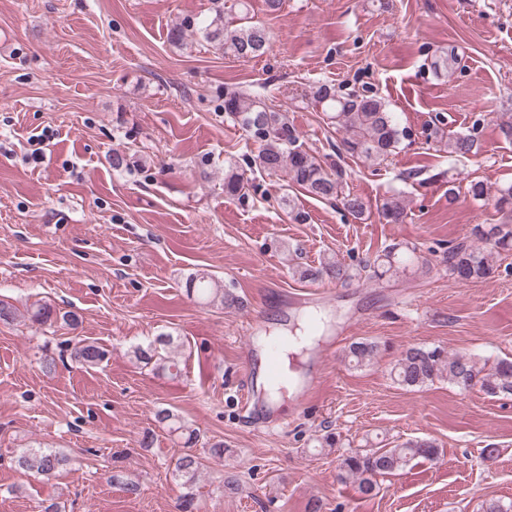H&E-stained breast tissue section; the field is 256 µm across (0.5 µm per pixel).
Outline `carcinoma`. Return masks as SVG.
<instances>
[{"label": "carcinoma", "instance_id": "obj_1", "mask_svg": "<svg viewBox=\"0 0 512 512\" xmlns=\"http://www.w3.org/2000/svg\"><path fill=\"white\" fill-rule=\"evenodd\" d=\"M226 0H211L209 17L190 21L172 29L170 40L183 44L185 31L192 27L202 33L203 38L218 50L230 53L237 58L255 59L262 57L269 44V33L261 24L244 21L230 28L224 25ZM460 64L453 49L434 56L431 65L436 71L453 69ZM314 102L322 111L331 113L336 127L342 132L340 145L336 146V157L347 154L363 158L373 164L387 159L398 146L411 138L407 127L397 121L395 113L388 110L385 102L375 93L345 92L341 87L324 82L311 91ZM224 118L245 132L247 140L257 146V154L245 155L242 161L235 162L224 171V196L228 199H243L249 184L248 174L259 170L269 176L281 177L289 187H298L306 193L325 200L340 199L344 210L356 219H362L367 205L354 194L342 193L345 170L334 163L326 168L313 154L304 149L297 130L289 123L284 111L268 106L261 99L237 92H224L220 107ZM487 116L475 113L471 125L465 132L450 135L445 131L443 120L437 118L429 137L436 140L448 156L467 159L478 142ZM278 205L286 211L288 218L304 224L308 215L295 208L288 194L279 197ZM378 215L387 224H403L408 218L407 206L398 194L384 195L376 202ZM512 251V224H476L470 230L467 240L448 245L445 263L448 265V279L455 283L477 284L494 273V254ZM414 253V248L395 243L386 246L374 259H365L358 264L345 265L328 257L322 260L319 268L297 269L299 279L326 277L338 283L367 279H382L397 273L404 255ZM187 293L197 294L212 302L219 300L230 307L237 302L232 293L205 274H193L187 280ZM31 320L41 326H52L61 321L66 325L78 324L71 312L61 313L49 304H40L31 314ZM379 351V344L365 340L351 344L347 357L357 366L373 361ZM136 360L150 364L156 369L170 371L175 365L160 356L157 347L134 350ZM108 351L93 341L81 339L75 343L72 358L85 368H93L107 359ZM393 380L403 388L415 390L439 379L462 391L479 387L489 397L512 396V360L499 359L490 366L480 364L473 355L461 352L450 353L441 347L411 345L396 360L392 369ZM154 419L166 425L170 432L183 441V447L191 448L198 442L196 430L186 426L181 419L168 409L155 412ZM438 455L436 445L427 439L408 440L392 448H371L351 451L342 456L338 465V480L344 482L353 478L361 497L376 495L378 479L395 474L410 463L420 459L430 460ZM71 458L51 448L30 446L21 450L17 464L26 472H34L46 480L59 477L69 465ZM204 469L202 457L185 453L175 461L174 471L182 484L189 488L181 498L180 512H192L195 484Z\"/></svg>", "mask_w": 512, "mask_h": 512}]
</instances>
